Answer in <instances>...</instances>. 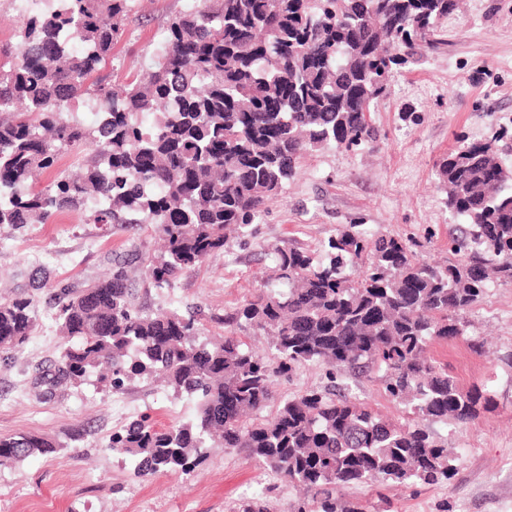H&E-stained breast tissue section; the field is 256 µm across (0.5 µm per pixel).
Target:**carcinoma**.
<instances>
[{
    "label": "carcinoma",
    "mask_w": 512,
    "mask_h": 512,
    "mask_svg": "<svg viewBox=\"0 0 512 512\" xmlns=\"http://www.w3.org/2000/svg\"><path fill=\"white\" fill-rule=\"evenodd\" d=\"M132 0H60L27 16L20 42L0 45V225L21 230L90 209L94 224H145L162 240H131L130 259L89 282L57 284V320L72 340L49 388L94 374L119 390L157 378L195 401V417L159 428L145 415L112 434L140 479L190 472L211 448L243 456L300 491L287 512H370L345 496L358 485H434L454 456L419 420L469 423L490 397L460 388L432 343L467 335L489 288L512 284V174L495 142L461 145L436 163L439 188L464 227L452 256L432 263L406 240L358 224L317 253L275 247L273 278L209 321L141 304L185 269L254 231L300 160L326 145L375 141L371 106L396 69L445 43L461 0H194L169 23L143 74L118 87L105 74ZM98 124L74 119L79 99ZM88 151L42 188L66 151ZM32 301L0 300V352L32 332ZM263 336L260 354L245 341ZM327 383L279 397L277 379L307 364ZM381 386L403 409L395 422L337 383ZM55 445L0 436V468ZM229 512H274L253 493Z\"/></svg>",
    "instance_id": "carcinoma-1"
}]
</instances>
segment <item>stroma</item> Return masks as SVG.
Here are the masks:
<instances>
[{"instance_id": "35a3bbf8", "label": "stroma", "mask_w": 512, "mask_h": 512, "mask_svg": "<svg viewBox=\"0 0 512 512\" xmlns=\"http://www.w3.org/2000/svg\"><path fill=\"white\" fill-rule=\"evenodd\" d=\"M187 7V0H134L112 51L117 81L152 64L170 20ZM445 29L446 45L400 69L389 95L372 107L374 143L307 156L252 236L230 239L145 303L207 313L236 304L269 274V246L316 251L345 224L417 241L434 260L448 256L458 219L445 206L435 162L463 134L471 142L497 140L500 162L512 171V0H466ZM150 233L88 224L67 212L21 231L0 225V298L32 294L37 311L21 351L0 363V435H35L57 448L0 469V512H227L257 491L278 508L293 499L287 480L220 448L191 473L134 479L123 454L108 446L112 433L144 415L167 426L193 413L191 400L160 383L136 379L115 391L90 378L44 396L42 379L67 345L56 323L54 281L103 276L129 235ZM41 268L51 282L35 292L30 282ZM469 321L467 339L431 352L461 387L486 391L492 403L469 424L427 422L453 448L454 473L434 486L390 492L388 512H512V286L490 289ZM471 338L488 339L491 354L471 351Z\"/></svg>"}]
</instances>
